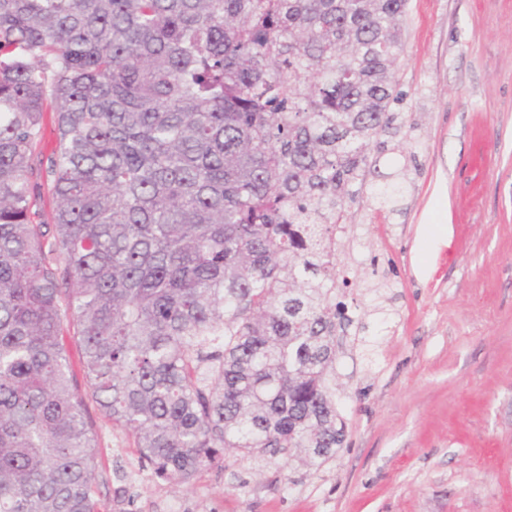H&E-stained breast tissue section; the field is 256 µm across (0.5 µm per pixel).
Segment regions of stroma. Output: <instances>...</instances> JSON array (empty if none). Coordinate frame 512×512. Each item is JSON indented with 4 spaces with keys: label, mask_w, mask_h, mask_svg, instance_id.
Masks as SVG:
<instances>
[{
    "label": "stroma",
    "mask_w": 512,
    "mask_h": 512,
    "mask_svg": "<svg viewBox=\"0 0 512 512\" xmlns=\"http://www.w3.org/2000/svg\"><path fill=\"white\" fill-rule=\"evenodd\" d=\"M402 32L409 141L370 150L336 241L342 449L173 485L127 473L132 439L91 402L102 512H512V0H408Z\"/></svg>",
    "instance_id": "obj_1"
}]
</instances>
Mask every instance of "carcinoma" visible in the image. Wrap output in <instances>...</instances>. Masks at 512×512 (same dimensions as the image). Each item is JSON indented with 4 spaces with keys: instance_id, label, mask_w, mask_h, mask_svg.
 <instances>
[{
    "instance_id": "cac0c4a2",
    "label": "carcinoma",
    "mask_w": 512,
    "mask_h": 512,
    "mask_svg": "<svg viewBox=\"0 0 512 512\" xmlns=\"http://www.w3.org/2000/svg\"><path fill=\"white\" fill-rule=\"evenodd\" d=\"M407 3L0 0V512H100L89 401L172 484L336 456L334 229Z\"/></svg>"
}]
</instances>
